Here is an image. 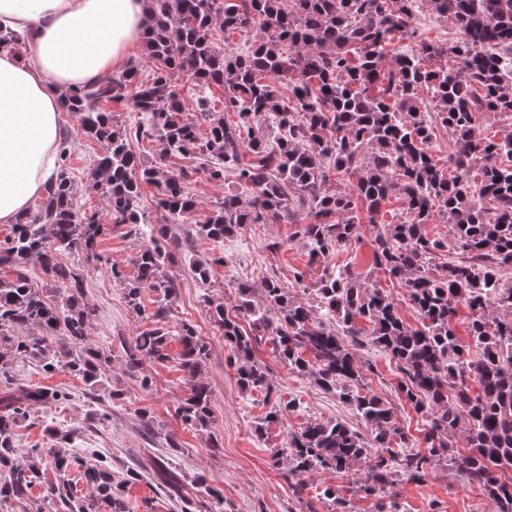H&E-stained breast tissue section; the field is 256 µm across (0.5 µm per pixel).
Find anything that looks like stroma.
Instances as JSON below:
<instances>
[{
	"label": "stroma",
	"instance_id": "obj_1",
	"mask_svg": "<svg viewBox=\"0 0 512 512\" xmlns=\"http://www.w3.org/2000/svg\"><path fill=\"white\" fill-rule=\"evenodd\" d=\"M61 121L62 132L72 144V176L77 185H85L100 146L82 133L71 114L62 113ZM294 230V225L277 221L249 225L217 242H194L193 252L211 262L210 282L206 285L195 279L186 263L173 269L177 288L171 299V320L196 326L210 348L203 378L211 389L213 421L205 430L183 425L176 414L186 392L185 374L177 360L180 342L171 343L172 359L168 362L147 363L131 372L122 361V341L153 326L150 314L156 292L144 291V311L140 314L128 306L125 298L126 283L136 275V257L149 242L148 229L136 233L125 224L113 227L101 242L102 258L98 261L77 251L60 255L62 265L80 271L85 286L83 301L95 310L88 344L112 352V367L102 372L91 390L82 378L69 372L47 374L31 360H16L12 367L15 381L61 389L70 395L64 406L35 409L18 427L19 451L42 446L44 427L73 430L71 446L80 462L72 467L71 476L79 494L87 492L83 480L86 466L104 455L112 462L115 480H124L134 469L141 472V480L126 488L134 512H174L176 502L167 495L154 470L155 461L164 458L187 495L205 486L219 490L224 496V512H335L332 502L320 496L328 484L348 501L351 512H376L375 498L355 493V476L350 472H309L301 477L303 493H294L285 476L287 460L281 453L291 432L314 419H338L359 431L365 425L312 377L293 372L280 362L269 342L261 344L257 356L270 372L274 400H266L258 391H242L233 357L208 318L206 294L223 297L230 307L237 285L244 282L257 287L264 278L274 275L285 281L296 268L306 269L309 281L319 280L324 266L310 263L302 241L293 236ZM114 268L120 271V278H112L110 271ZM367 357L376 370L366 374L365 384L391 404L400 427L417 431L422 425L421 416L398 394L394 363L374 349ZM291 400L297 406L290 411L286 405ZM275 402L283 405L282 416L278 422L264 424ZM99 411L107 412V419L92 422V415ZM259 425L264 428L260 436L255 433ZM397 491L399 512H492L491 502L480 490L466 486L460 474L447 467L430 471L421 483L400 482Z\"/></svg>",
	"mask_w": 512,
	"mask_h": 512
}]
</instances>
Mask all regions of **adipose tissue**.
<instances>
[{"mask_svg":"<svg viewBox=\"0 0 512 512\" xmlns=\"http://www.w3.org/2000/svg\"><path fill=\"white\" fill-rule=\"evenodd\" d=\"M149 0H0V24L28 32L0 53V223H15L55 168L63 92L91 85L142 43Z\"/></svg>","mask_w":512,"mask_h":512,"instance_id":"adipose-tissue-1","label":"adipose tissue"}]
</instances>
